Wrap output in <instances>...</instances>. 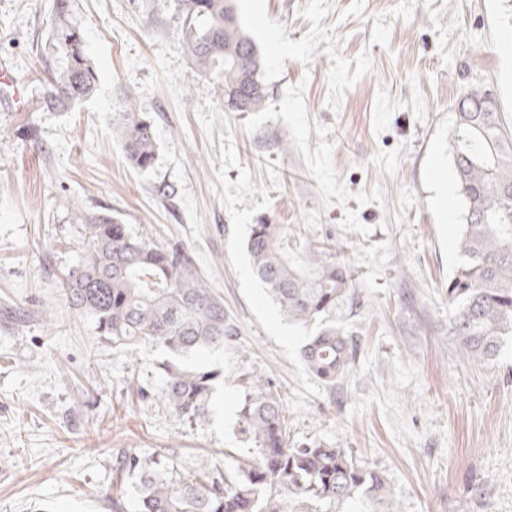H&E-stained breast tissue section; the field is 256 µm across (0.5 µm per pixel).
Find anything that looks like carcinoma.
<instances>
[{
    "mask_svg": "<svg viewBox=\"0 0 512 512\" xmlns=\"http://www.w3.org/2000/svg\"><path fill=\"white\" fill-rule=\"evenodd\" d=\"M177 8L182 47L201 78L223 92L224 111L261 110V57L242 28L236 0H177ZM68 11L69 0H56L51 37L58 66L36 103L39 109L65 111L96 91L97 74L80 31L65 20ZM112 127L132 165L153 168L157 141L137 100L126 96ZM450 154L463 208L460 262L448 276L450 334L464 360L483 366L512 338V130L490 97L463 95ZM76 221L86 228V246L63 280L64 298L112 345L148 341L167 351L158 363L165 404L185 424L196 422L224 379L218 370L189 367L182 359L237 335L223 299L183 244L158 245L107 213L81 211ZM245 246L254 275L282 317L313 327L300 349L306 370L329 386L338 384L353 365L358 343L329 321L354 292L353 271L336 260V242L301 238L290 226L263 222L250 225ZM236 433L247 447L227 454L232 465L206 459L179 479L162 457L123 454L112 501L120 504L133 477L139 512H343L355 499L381 506L379 512H397L384 476L360 465L351 450L323 440L291 442L280 401L258 375L244 380Z\"/></svg>",
    "mask_w": 512,
    "mask_h": 512,
    "instance_id": "carcinoma-1",
    "label": "carcinoma"
}]
</instances>
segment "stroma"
<instances>
[{
	"label": "stroma",
	"instance_id": "obj_1",
	"mask_svg": "<svg viewBox=\"0 0 512 512\" xmlns=\"http://www.w3.org/2000/svg\"><path fill=\"white\" fill-rule=\"evenodd\" d=\"M98 75L69 112L35 109L54 0H0V59L28 106L0 101V512H113L122 453L167 457L173 477L238 452L242 374L263 375L294 442L326 440L381 472L398 512H512V339L477 367L450 334L458 227L436 203L470 90L512 121V0H237L267 102L222 111L153 0H69ZM284 53H276L275 45ZM134 94L154 124L135 169L112 126ZM180 241L238 334L191 356L224 385L184 426L162 400L163 351L103 341L60 284L86 244L75 211ZM333 237L355 270L335 319L357 337L349 376L305 369L301 326L253 276L258 220ZM151 393L149 401L137 387Z\"/></svg>",
	"mask_w": 512,
	"mask_h": 512
}]
</instances>
